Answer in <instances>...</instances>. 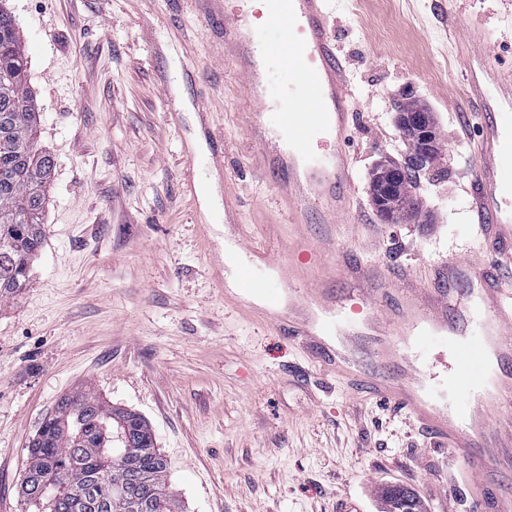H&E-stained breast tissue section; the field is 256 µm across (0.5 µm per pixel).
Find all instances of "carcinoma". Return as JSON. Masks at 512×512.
Segmentation results:
<instances>
[{
    "label": "carcinoma",
    "instance_id": "cac0c4a2",
    "mask_svg": "<svg viewBox=\"0 0 512 512\" xmlns=\"http://www.w3.org/2000/svg\"><path fill=\"white\" fill-rule=\"evenodd\" d=\"M37 126L22 38L0 7V303L26 288L44 243L43 188L53 160L38 145ZM27 460L20 497L36 512H182L152 429L92 390L60 399ZM383 496L389 512H422L400 486Z\"/></svg>",
    "mask_w": 512,
    "mask_h": 512
}]
</instances>
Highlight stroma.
I'll return each mask as SVG.
<instances>
[{
	"label": "stroma",
	"mask_w": 512,
	"mask_h": 512,
	"mask_svg": "<svg viewBox=\"0 0 512 512\" xmlns=\"http://www.w3.org/2000/svg\"><path fill=\"white\" fill-rule=\"evenodd\" d=\"M24 43L39 109L44 246L29 283L0 304V512L18 496L26 448L66 394L93 389L141 414L185 512H386L382 487L423 512H474L448 449L411 414L324 367L315 349L225 301L224 249L287 226L275 172L260 168L249 122L258 103L191 0H0ZM330 29L353 94L354 213L336 239L383 284L435 289L448 258L491 263L470 221L465 64L449 28L484 31L482 57L512 64V0H331ZM166 73L163 95L158 73ZM432 112L442 150L413 187L415 218L383 223L371 200L379 159L411 147L394 123L403 93ZM181 111L169 120V97ZM224 138L223 172L187 182L184 142ZM236 202L243 231L224 221ZM381 338L351 354L386 379Z\"/></svg>",
	"instance_id": "stroma-1"
}]
</instances>
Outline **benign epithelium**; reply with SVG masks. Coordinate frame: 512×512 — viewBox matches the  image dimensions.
<instances>
[{"mask_svg":"<svg viewBox=\"0 0 512 512\" xmlns=\"http://www.w3.org/2000/svg\"><path fill=\"white\" fill-rule=\"evenodd\" d=\"M406 99L394 102L395 123L399 131L412 140L416 149L412 157L401 164L387 160L380 162L371 182V198L376 212L385 224L394 223L398 209L411 206L418 208L416 199L410 193L407 168L420 175L429 172L439 153V144L432 112L420 104L414 109L404 108Z\"/></svg>","mask_w":512,"mask_h":512,"instance_id":"1","label":"benign epithelium"}]
</instances>
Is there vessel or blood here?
Masks as SVG:
<instances>
[{
	"label": "vessel or blood",
	"instance_id": "vessel-or-blood-1",
	"mask_svg": "<svg viewBox=\"0 0 512 512\" xmlns=\"http://www.w3.org/2000/svg\"><path fill=\"white\" fill-rule=\"evenodd\" d=\"M196 7L205 23H219L224 52L237 63L247 93L260 102L273 100L272 127L288 151L263 156L262 161L268 169L288 171L278 193L288 204L293 227H301L309 212L321 214L325 232L320 247L335 253L337 274L362 282L358 300L373 310L375 322H390L392 334L401 339L395 354H404L406 338L424 350L433 344L448 345L453 359L448 387L467 410L459 415L441 406L438 392L423 382L418 369H411L401 384L392 385L375 371L356 366L344 348L328 349L325 336L340 333L351 323L345 306L334 304L308 266L288 263L269 255L266 248L242 242L239 250L252 257L251 270L264 285L258 319L287 329L289 335L306 337L317 349L327 351L330 366L380 400L409 410L437 444L464 463L477 492L487 495L499 474L512 469V417L503 413L512 406V373L497 374L492 390L482 398H473L471 387L488 377L487 352H494L500 362L512 361V288L483 263L452 258L441 270L440 288L424 293L401 291L395 306L381 309L375 267L335 250L336 226L352 209L347 190L353 184L354 169L347 145L354 122L349 85L330 34L328 0H267L265 24L283 26L286 34L288 56L281 63L261 28L249 26L241 13L228 10L224 0H197ZM482 41V30L471 26L459 30L456 42L467 65L466 96L480 109L472 150L471 218L481 238L493 245L495 255L507 261L512 259V66L474 67ZM259 55L286 71L288 89L280 96H271L269 87L263 86L255 65ZM321 138L333 142L334 150L318 158L308 148ZM268 269L289 273L293 305L300 308V316L281 314V293L276 283L266 279ZM453 313L479 316L480 336L465 342L449 336Z\"/></svg>",
	"mask_w": 512,
	"mask_h": 512
}]
</instances>
